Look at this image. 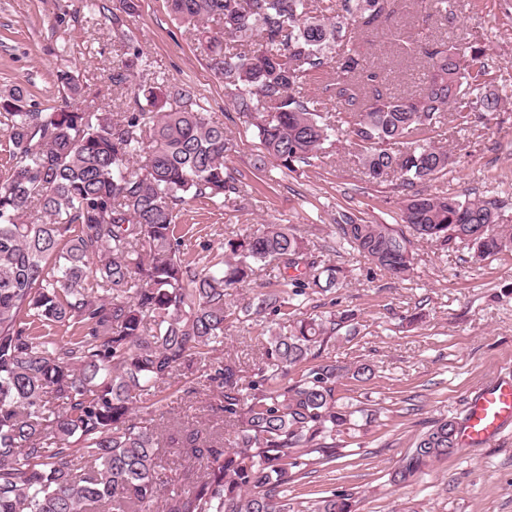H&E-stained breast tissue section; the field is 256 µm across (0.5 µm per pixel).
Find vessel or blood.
<instances>
[{"instance_id":"vessel-or-blood-1","label":"vessel or blood","mask_w":512,"mask_h":512,"mask_svg":"<svg viewBox=\"0 0 512 512\" xmlns=\"http://www.w3.org/2000/svg\"><path fill=\"white\" fill-rule=\"evenodd\" d=\"M511 423L512 381L486 385L467 403L460 442L467 448L488 445Z\"/></svg>"}]
</instances>
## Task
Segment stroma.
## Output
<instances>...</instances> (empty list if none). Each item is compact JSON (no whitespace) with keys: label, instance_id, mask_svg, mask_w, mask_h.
<instances>
[{"label":"stroma","instance_id":"obj_1","mask_svg":"<svg viewBox=\"0 0 512 512\" xmlns=\"http://www.w3.org/2000/svg\"><path fill=\"white\" fill-rule=\"evenodd\" d=\"M137 4L117 27L112 13L118 0H0V94L18 88L40 107L60 106L65 91L59 76L65 72L112 111H125L133 92L113 89L109 76L123 42L139 44L150 73L190 92L205 112L223 120L236 145L226 165L246 186L244 196L221 204L201 199L180 206L175 222L188 258L201 257L206 243L212 255L221 256L225 233L264 224L293 225L305 245L317 248L334 238L345 214L407 232V189L397 180L372 181L345 143L297 171L270 166L255 173L261 144L212 69L205 44L174 20L168 0ZM396 29L483 51L500 96L498 109L490 123L444 125L433 133L435 145L448 148L454 163L419 189L497 201L501 223L512 225V0H452L446 17L437 13L435 0H402L373 32L357 38V53L408 96L419 90L425 68L392 42ZM412 250L414 269L403 280L366 278L365 260L345 249L324 255L347 272L348 285L312 294L303 311L354 310L352 332L330 341L324 354L346 364L368 363L375 376L339 385V396L363 411L359 426L337 437L335 461L308 466L306 477L289 484L295 512H312L317 500L341 490L352 494L355 512H512V425L495 442L459 449L408 483L393 480L402 458L434 421L463 420L478 388L512 379V251L479 261L460 244L443 251L417 240ZM414 313L420 321L407 324ZM262 336V325L231 317L224 346L251 365ZM166 393L160 411L142 408L138 414L158 426L168 448L162 456L168 497L197 481V466L184 452L190 434L221 438L225 422L212 408V388L177 375Z\"/></svg>","mask_w":512,"mask_h":512}]
</instances>
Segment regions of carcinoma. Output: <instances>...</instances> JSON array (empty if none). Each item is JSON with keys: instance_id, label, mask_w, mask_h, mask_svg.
<instances>
[{"instance_id": "carcinoma-1", "label": "carcinoma", "mask_w": 512, "mask_h": 512, "mask_svg": "<svg viewBox=\"0 0 512 512\" xmlns=\"http://www.w3.org/2000/svg\"><path fill=\"white\" fill-rule=\"evenodd\" d=\"M176 20L202 27L215 72L234 91L267 160L294 171L333 145L336 125L303 87L323 84L342 109L350 154L381 182L408 187L448 173L452 153L430 133L486 122L497 111L482 54L461 44L416 43L426 77L417 94L395 96L382 71L344 33H365L396 0H169ZM144 52L125 45L112 87L143 71ZM161 83H139L135 106L104 112L89 103L40 109L15 89L0 96L8 160L0 175V512H155L167 484L155 427L135 413L180 373L219 389L217 409L235 430L221 447L190 443L202 471L168 512H290L288 484L310 463L336 458V436L355 425L340 403L346 376L371 378L367 363L322 358L324 345L353 324L350 309L310 314L268 327L261 362L220 361L230 291L273 266L281 290L258 292L247 318L285 317L309 293L332 292L342 268L317 259L293 228L267 224L224 236V258L200 266L184 258L175 209L242 192L228 172L235 145L190 93L166 109ZM404 222L413 236L462 243L478 260L512 250V228L481 199L416 192ZM341 248L368 262L367 273H410L412 241L387 224L350 215L336 225ZM61 327L73 329L68 337ZM319 363L299 378L290 369ZM461 426L441 419L424 431L395 471L406 482L455 453ZM314 512H353L351 494L333 492Z\"/></svg>"}]
</instances>
